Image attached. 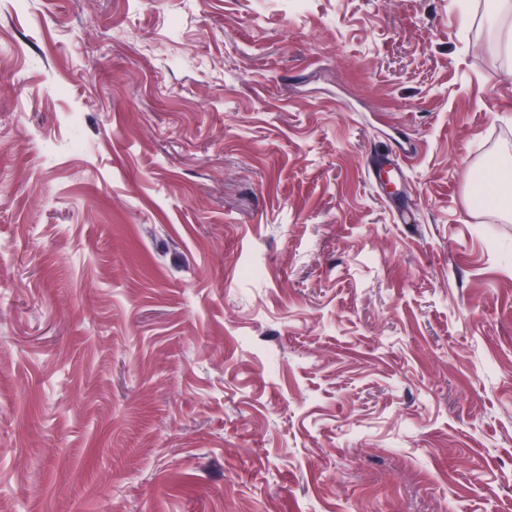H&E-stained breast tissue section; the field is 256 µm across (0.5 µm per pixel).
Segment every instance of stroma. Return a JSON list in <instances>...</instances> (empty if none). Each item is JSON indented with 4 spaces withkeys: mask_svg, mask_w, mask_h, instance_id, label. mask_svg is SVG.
Wrapping results in <instances>:
<instances>
[{
    "mask_svg": "<svg viewBox=\"0 0 512 512\" xmlns=\"http://www.w3.org/2000/svg\"><path fill=\"white\" fill-rule=\"evenodd\" d=\"M502 28L0 0V512H512Z\"/></svg>",
    "mask_w": 512,
    "mask_h": 512,
    "instance_id": "1",
    "label": "stroma"
}]
</instances>
